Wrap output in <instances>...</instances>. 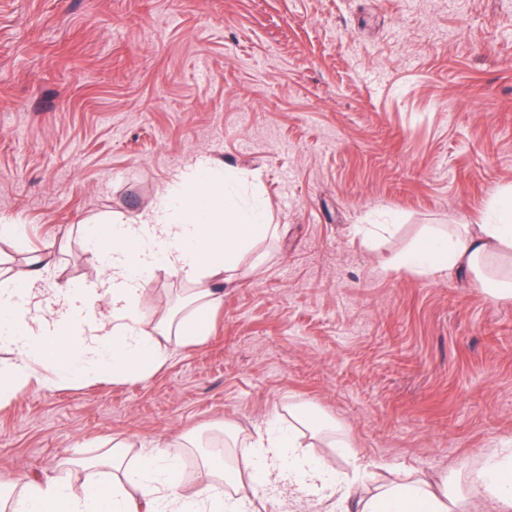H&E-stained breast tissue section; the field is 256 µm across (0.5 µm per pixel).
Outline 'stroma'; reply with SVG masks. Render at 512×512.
I'll use <instances>...</instances> for the list:
<instances>
[{
  "label": "stroma",
  "instance_id": "obj_1",
  "mask_svg": "<svg viewBox=\"0 0 512 512\" xmlns=\"http://www.w3.org/2000/svg\"><path fill=\"white\" fill-rule=\"evenodd\" d=\"M203 157L252 174L277 235L149 377L31 361L0 401V485L82 495L121 440L130 464L191 461L190 488L202 435L233 464L299 404L350 446L337 471L379 484L512 445V302L389 265L512 198V0H0V261L52 252L31 307L98 283L83 224L131 221ZM192 291L156 268L142 328Z\"/></svg>",
  "mask_w": 512,
  "mask_h": 512
}]
</instances>
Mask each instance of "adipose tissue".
<instances>
[{
	"label": "adipose tissue",
	"instance_id": "ef3b65f1",
	"mask_svg": "<svg viewBox=\"0 0 512 512\" xmlns=\"http://www.w3.org/2000/svg\"><path fill=\"white\" fill-rule=\"evenodd\" d=\"M245 180L239 171L201 159L160 190L158 205L133 223L111 225L108 240H101L97 225L86 226L85 240L104 276L93 291L66 294L59 309L31 310L17 292V282L35 286L36 264L9 276L0 272V341L14 344L24 357L0 372V401L13 395L20 380L30 379V357L52 361L60 383L94 369L116 378L145 377L167 360L157 335L202 337L215 303L214 279L236 271L241 254L272 231L260 204H240L235 189ZM511 252V223L468 224L425 238L405 265L434 275L471 270ZM159 267L194 283V307L179 321L162 314L156 334L150 335L140 328L137 304L147 278ZM123 455L122 446H113L112 466L122 469V480L114 486L89 484L83 497L53 480L35 479L20 497L0 487V498L11 501L12 512H250L254 500L276 502L285 496L302 503L340 481L331 456L306 452L293 427L275 421L259 432L241 465L208 460L190 489L180 482L175 457L151 451L127 469ZM227 470L234 476L230 492L220 479ZM344 484L343 500L357 512H455L447 490H435L424 480L392 483L369 496L362 495L357 480ZM471 501L490 504L493 512H512V448L484 459L472 477Z\"/></svg>",
	"mask_w": 512,
	"mask_h": 512
}]
</instances>
